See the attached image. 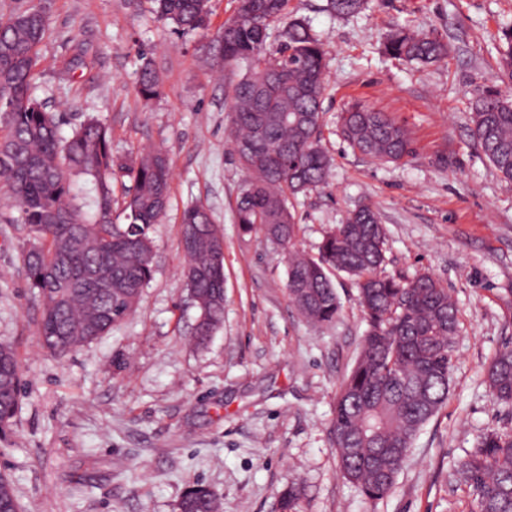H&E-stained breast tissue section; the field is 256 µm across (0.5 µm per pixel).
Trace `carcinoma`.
Masks as SVG:
<instances>
[{
    "mask_svg": "<svg viewBox=\"0 0 512 512\" xmlns=\"http://www.w3.org/2000/svg\"><path fill=\"white\" fill-rule=\"evenodd\" d=\"M157 18L182 32L210 25V0H150ZM288 0H239L233 17L214 38L206 63L214 71L245 67L231 90L234 153L247 173L236 200L235 220L246 231L286 251L288 295L314 325L334 322L340 302L332 276L344 274L358 292L366 320L361 353L336 396L331 421L344 479L371 499L395 484L419 430L447 402L459 331L456 303L430 275L386 276V229L368 205L353 210L327 233L318 255L293 250L298 227L293 201L325 184L331 158L322 149V102L327 88L324 44L301 17L280 20ZM368 0H327L336 16L366 9ZM47 32L40 7L0 15V181L12 219L28 226L31 246L21 261L27 286L41 307L43 347L57 357L105 334L135 308L153 274L152 227L170 202L171 163L162 149L116 155L112 130L87 114L64 136L59 120L34 94L33 79ZM500 60L512 79V30ZM391 57L422 64L448 54L441 38L408 27L385 37ZM152 60L141 57L138 93L162 94ZM475 145L490 164L512 180V97L476 93L470 113ZM340 135L349 147L381 162L415 153L409 132L385 112L352 103L340 115ZM253 146L252 155L240 152ZM128 179L121 212L114 213L115 186ZM195 229L183 248L192 272L196 308L207 320L194 332L198 345L224 321V265L213 242L222 236L202 204L184 208L181 234ZM0 425L19 409L21 365L15 349L0 344ZM497 400L512 403V348L500 351L488 370ZM459 481L472 489L478 512H512V433L491 431L456 465ZM301 487L291 483L279 497L280 512H298ZM178 512H220L211 489L198 483L178 503Z\"/></svg>",
    "mask_w": 512,
    "mask_h": 512,
    "instance_id": "carcinoma-1",
    "label": "carcinoma"
}]
</instances>
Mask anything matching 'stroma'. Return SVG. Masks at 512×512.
<instances>
[{
  "mask_svg": "<svg viewBox=\"0 0 512 512\" xmlns=\"http://www.w3.org/2000/svg\"><path fill=\"white\" fill-rule=\"evenodd\" d=\"M326 0H288L328 51L322 145L327 183L299 196L297 249L317 255L324 234L370 204L388 234V275L431 274L458 306L460 333L446 404L420 430L395 485L372 500L338 470L330 424L336 393L366 330L357 290L335 280L341 313L315 326L288 296L280 248L234 219L246 179L231 148L230 94L238 73L214 76L201 60L237 0H211V26L183 34L146 0H0L38 5L48 29L36 95L70 133L83 113L112 130V150H165L170 204L153 232L154 273L134 312L107 335L51 356L21 253L28 233L0 197V343L22 363L18 412L0 433V474L21 512H176L191 486L207 485L223 512H279L289 481L304 488L300 512H473L455 465L478 436L512 430V405L486 382L490 361L512 347V181L477 149L469 101L475 88L512 96L496 61L512 28V0H372L334 18ZM396 24L439 34L442 62L387 57ZM83 47L88 66L62 74ZM160 72L162 95L137 91L141 55ZM359 101L406 128L413 156L386 164L354 152L336 133ZM207 207L224 234V322L195 345L198 316L182 275L180 215Z\"/></svg>",
  "mask_w": 512,
  "mask_h": 512,
  "instance_id": "obj_1",
  "label": "stroma"
}]
</instances>
